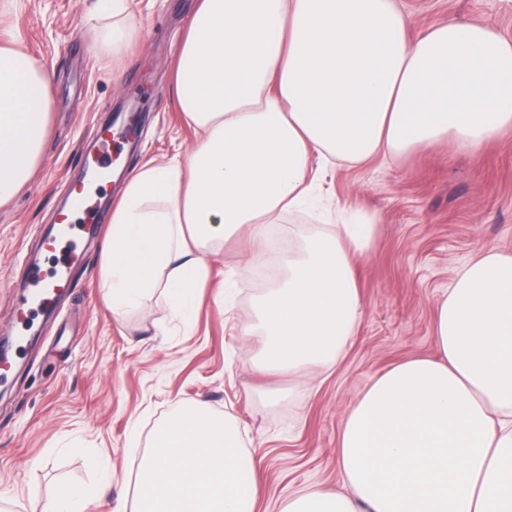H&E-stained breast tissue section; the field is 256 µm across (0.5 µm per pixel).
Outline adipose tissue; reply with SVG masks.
<instances>
[{"mask_svg":"<svg viewBox=\"0 0 512 512\" xmlns=\"http://www.w3.org/2000/svg\"><path fill=\"white\" fill-rule=\"evenodd\" d=\"M133 0H106L98 47L139 35ZM396 0H198L172 85L193 146L136 167L112 206L103 286L122 314L154 293L195 315L213 247L262 239L310 200L314 162L364 164L512 128V39L451 19L417 37ZM51 76L0 46V209L43 162ZM376 218L339 209L282 258L245 335L244 364L298 374L337 361L363 314L355 260ZM438 359L376 377L347 413L337 464L348 496L308 491L282 512H512V253L458 270L433 323ZM131 512H253L255 460L228 416L179 408L135 458Z\"/></svg>","mask_w":512,"mask_h":512,"instance_id":"adipose-tissue-1","label":"adipose tissue"}]
</instances>
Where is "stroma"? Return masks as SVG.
Returning a JSON list of instances; mask_svg holds the SVG:
<instances>
[{"label": "stroma", "mask_w": 512, "mask_h": 512, "mask_svg": "<svg viewBox=\"0 0 512 512\" xmlns=\"http://www.w3.org/2000/svg\"><path fill=\"white\" fill-rule=\"evenodd\" d=\"M195 0H135L140 38L120 56L92 52L99 0H10L0 42L14 41L51 75L53 131L32 181L0 209V337L20 323L11 304L21 268L34 264L86 162L113 164L106 202L70 287L44 313L37 339L16 347L20 367L0 398V512H43L60 485L90 491L88 512H115L130 460L181 405L235 416L258 465L255 512H281L305 489L343 491L336 448L345 416L373 379L412 358H437L436 305L479 250L512 252V130L477 150L447 145L360 168L319 169L322 206L289 218L290 239L326 221V206L375 213L376 241L356 262L361 322L328 371L254 372L241 360L262 293L243 267L272 258L240 234L215 246L196 316L183 323L163 301L125 318L104 298L101 254L110 201L124 174L194 142L171 70ZM411 34L457 18L512 38V0H402Z\"/></svg>", "instance_id": "35a3bbf8"}]
</instances>
